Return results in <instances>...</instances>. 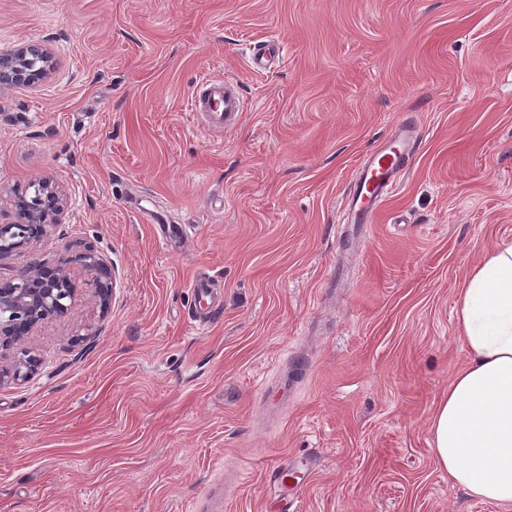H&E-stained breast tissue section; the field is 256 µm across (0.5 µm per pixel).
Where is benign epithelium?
I'll return each instance as SVG.
<instances>
[{
  "label": "benign epithelium",
  "instance_id": "7a95c632",
  "mask_svg": "<svg viewBox=\"0 0 512 512\" xmlns=\"http://www.w3.org/2000/svg\"><path fill=\"white\" fill-rule=\"evenodd\" d=\"M48 63L49 51L40 44H25L11 52L0 54V89L29 84L47 75V68L29 69L32 56ZM35 202L30 204L25 224L0 225V260L28 247L43 237L49 228L48 217H59L67 207V199L50 178L34 183ZM83 268L89 275L86 281L91 298L105 310L112 295V268L106 259L92 248L75 251L65 243L58 261L48 266L31 261L11 279H0V386L28 378L37 360L33 356L3 363L4 352L24 343L32 330L54 318L48 312L51 302L57 301L55 290L67 289V299L74 300L77 285L71 278V267Z\"/></svg>",
  "mask_w": 512,
  "mask_h": 512
}]
</instances>
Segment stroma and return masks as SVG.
<instances>
[{
  "instance_id": "stroma-1",
  "label": "stroma",
  "mask_w": 512,
  "mask_h": 512,
  "mask_svg": "<svg viewBox=\"0 0 512 512\" xmlns=\"http://www.w3.org/2000/svg\"><path fill=\"white\" fill-rule=\"evenodd\" d=\"M272 36L283 64L253 70ZM28 42L53 68L0 90V225L44 177L68 210L0 277L69 243L114 287L12 349L40 364L0 386V512H203L236 470L224 512H274L271 476L302 456L298 512H512L454 485L430 432L465 359L458 291L512 240V0H0V53ZM203 73L242 87L237 126L189 112ZM402 121L396 192L346 224ZM137 197L187 225L178 251ZM418 134L409 122L399 123L358 170L343 199L346 224H372L381 204L394 192L399 176L414 154Z\"/></svg>"
}]
</instances>
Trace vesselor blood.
Segmentation results:
<instances>
[{
	"label": "vessel or blood",
	"instance_id": "b4317fda",
	"mask_svg": "<svg viewBox=\"0 0 512 512\" xmlns=\"http://www.w3.org/2000/svg\"><path fill=\"white\" fill-rule=\"evenodd\" d=\"M190 110L212 129L234 127L244 110L240 86L227 79L200 76L196 91L191 97ZM418 135L414 126L399 123L390 136L373 152L358 170L353 187L343 199L346 223H373L382 203L394 192L399 176L417 145ZM144 223L154 228L157 238L169 249H177L185 240V225L172 226L162 223L158 213L139 208Z\"/></svg>",
	"mask_w": 512,
	"mask_h": 512
}]
</instances>
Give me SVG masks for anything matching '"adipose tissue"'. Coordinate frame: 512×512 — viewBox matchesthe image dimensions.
<instances>
[{
	"instance_id": "obj_1",
	"label": "adipose tissue",
	"mask_w": 512,
	"mask_h": 512,
	"mask_svg": "<svg viewBox=\"0 0 512 512\" xmlns=\"http://www.w3.org/2000/svg\"><path fill=\"white\" fill-rule=\"evenodd\" d=\"M454 329L467 362L432 414V448L468 496L512 505V241L467 273Z\"/></svg>"
}]
</instances>
